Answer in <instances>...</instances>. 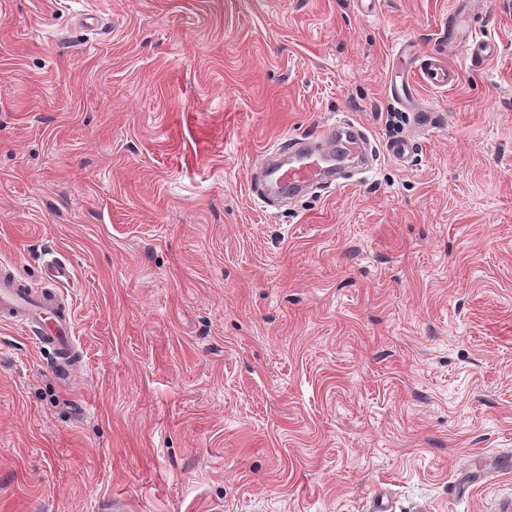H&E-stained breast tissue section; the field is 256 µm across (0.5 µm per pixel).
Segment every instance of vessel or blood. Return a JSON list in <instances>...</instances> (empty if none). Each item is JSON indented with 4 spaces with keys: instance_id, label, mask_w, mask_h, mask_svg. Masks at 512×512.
Wrapping results in <instances>:
<instances>
[{
    "instance_id": "vessel-or-blood-1",
    "label": "vessel or blood",
    "mask_w": 512,
    "mask_h": 512,
    "mask_svg": "<svg viewBox=\"0 0 512 512\" xmlns=\"http://www.w3.org/2000/svg\"><path fill=\"white\" fill-rule=\"evenodd\" d=\"M458 48L472 62L480 63L494 55L496 45L483 37L476 17L453 7L441 23L432 50L419 53L411 41L399 49L401 56L416 60L417 66L392 72L386 94L393 104L410 112L416 133L432 131L442 121L440 111L416 103L417 84L422 81L435 87L454 86L459 74L449 66L447 58ZM415 135L389 139L379 150L360 123L346 119L330 122L316 136L290 140L288 158H281L274 151L267 153L252 177V193L265 203L274 192L293 199L318 184L334 189L351 185L356 176L372 168L378 153L402 164L412 159L419 147ZM47 275L53 290L36 291L12 262L1 260L0 321L22 326L34 343L48 352L54 371L67 378L79 365L74 316L57 290L70 284L73 270L64 261L51 257L47 260Z\"/></svg>"
}]
</instances>
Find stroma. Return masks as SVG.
I'll list each match as a JSON object with an SVG mask.
<instances>
[{
  "label": "stroma",
  "instance_id": "obj_1",
  "mask_svg": "<svg viewBox=\"0 0 512 512\" xmlns=\"http://www.w3.org/2000/svg\"><path fill=\"white\" fill-rule=\"evenodd\" d=\"M452 0H0V257L69 262L79 372L0 324V512H497L512 499V0L407 164L273 206L266 151L391 138ZM99 18L86 27L85 14Z\"/></svg>",
  "mask_w": 512,
  "mask_h": 512
}]
</instances>
